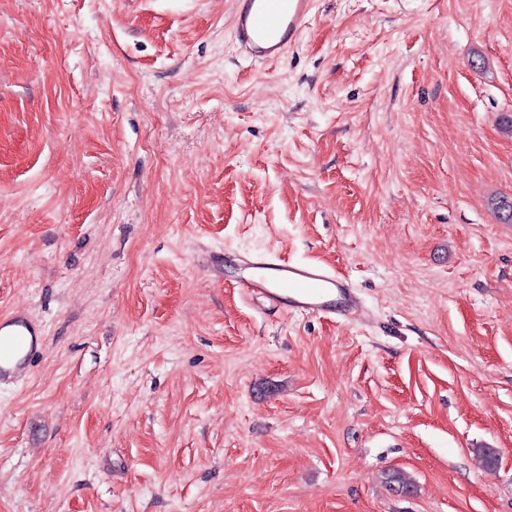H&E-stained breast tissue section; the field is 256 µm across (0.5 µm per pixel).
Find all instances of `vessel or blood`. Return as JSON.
<instances>
[{"label":"vessel or blood","instance_id":"1","mask_svg":"<svg viewBox=\"0 0 512 512\" xmlns=\"http://www.w3.org/2000/svg\"><path fill=\"white\" fill-rule=\"evenodd\" d=\"M237 45L259 61H271L296 41L314 0H236ZM242 293L299 315L352 320L362 309L351 283L313 263L285 262L265 253H242ZM43 347L41 331L25 314L0 318V385L25 378Z\"/></svg>","mask_w":512,"mask_h":512}]
</instances>
